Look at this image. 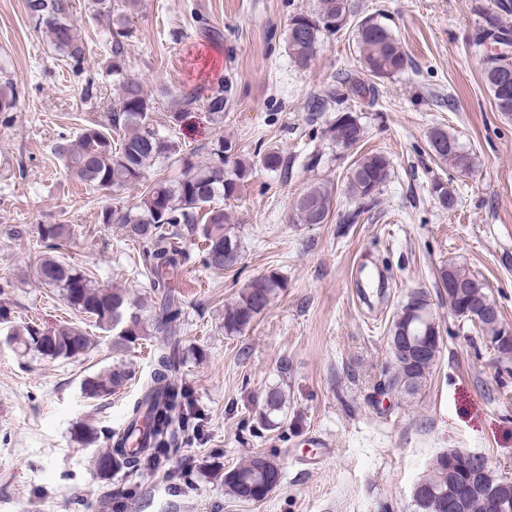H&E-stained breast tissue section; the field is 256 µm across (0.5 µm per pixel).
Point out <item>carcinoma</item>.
<instances>
[{
    "instance_id": "cac0c4a2",
    "label": "carcinoma",
    "mask_w": 512,
    "mask_h": 512,
    "mask_svg": "<svg viewBox=\"0 0 512 512\" xmlns=\"http://www.w3.org/2000/svg\"><path fill=\"white\" fill-rule=\"evenodd\" d=\"M91 15L112 17L109 28L104 74L118 87V104L112 110L108 125L90 122L76 133H61L54 144V155L65 173L100 191L148 184L139 202L129 209L107 207L100 213V223L121 224L132 240L146 248L150 263L145 275L152 291L161 293L163 304L150 315L141 313L124 288L105 287L96 282L82 267L75 266L54 252L75 237L71 224H41L38 238L48 252L35 265L32 276L42 285L55 289L74 311L93 319L100 330H118L116 345L128 346L148 336H165L154 358L150 380L130 416L127 427L113 436V446L97 460V474L103 480L116 472L133 475L156 470L170 453L176 437L184 432H198L197 412L192 393L177 383L181 359L178 339L182 315L172 280L182 275L189 255L180 246L187 234H199L204 245L207 268L222 271L234 267L240 259V244L227 228L231 215L222 208L210 206L217 196L229 200L238 195L253 172L262 168L269 172L288 174V159L279 148L269 146L256 151L247 160L236 157L232 167H224V153L232 143L219 142L213 148L217 161L204 167L184 166L178 180H157L148 183V173L158 164L183 162V146L170 135L161 134L151 120L154 98L143 84L126 71L125 46L131 37L125 16L115 14L113 0H91ZM27 10L34 26L50 39L60 60L81 84L85 101L98 98L99 80L85 63L91 49L83 40L75 20V0H27ZM484 36L475 44L487 42L507 47L493 55H485L482 74L492 93L498 112L512 118V27L497 14L486 16ZM353 26L360 50L361 76L341 79V86L328 87L323 94L312 97L310 112H324L334 102L338 105L328 133L341 147H354L365 138L366 129L356 113L340 108L346 97L375 99L379 82L405 71L408 57L400 42L388 28L372 18L353 19L348 0H317L310 12L296 13L288 23V49L293 61L305 67L314 56L320 39ZM233 85L226 81L209 89V94L189 95L170 115V123L180 124L193 105H204L215 120L224 119V107L232 95ZM19 92L15 81L0 80V112L14 109ZM429 143L431 151L442 162L461 174H468L474 157L464 149L456 136L436 128ZM390 177V163L381 153H365L357 157L347 174L349 197L366 200L372 205ZM334 186L329 180L311 183L295 199L294 209L302 224H324L334 205ZM461 282L462 288L450 289L448 284ZM438 286L448 293V306L464 323L481 331L482 336L499 333L493 320H481L476 326L469 315L477 312L488 295L487 287L465 268L448 264L440 268ZM285 287L281 276L270 271L253 279L238 299L224 310V334L243 333ZM435 318L426 293L415 291L393 316L388 342L399 336L414 339L433 335ZM12 341L23 351H35L53 360L75 359L91 349L92 339L75 324L66 323L53 330H41L29 324L11 329ZM441 343H429L424 356L404 360L390 353L391 361L383 370L381 393L413 394L419 390L440 353ZM131 380L123 365H116L102 374L82 380L84 397L105 401ZM285 404L278 387L269 389L264 398V413L258 424L268 430L280 424L277 420ZM282 477L280 465L273 459L256 454L246 463L224 472V489L234 497L259 502L266 499V477ZM473 472L465 461L436 456L429 472L420 479L426 494L412 500L414 512H448V499L462 495L464 512H492L485 498L473 486ZM484 484L500 489L502 512H512V482L488 468Z\"/></svg>"
}]
</instances>
